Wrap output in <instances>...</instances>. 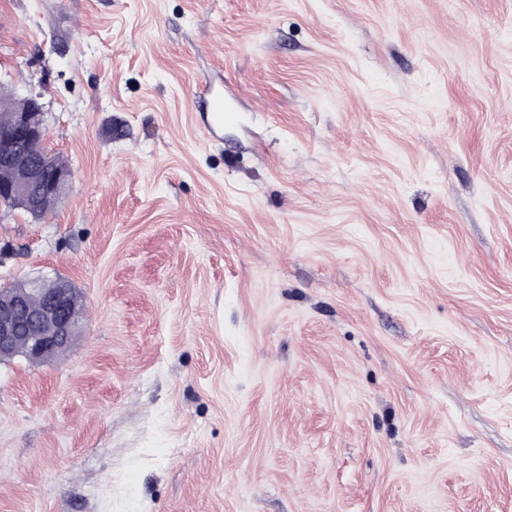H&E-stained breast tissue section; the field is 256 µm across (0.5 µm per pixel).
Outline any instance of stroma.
Listing matches in <instances>:
<instances>
[{"label":"stroma","mask_w":512,"mask_h":512,"mask_svg":"<svg viewBox=\"0 0 512 512\" xmlns=\"http://www.w3.org/2000/svg\"><path fill=\"white\" fill-rule=\"evenodd\" d=\"M0 89L70 172L0 280L85 317L0 512H512V0H0Z\"/></svg>","instance_id":"stroma-1"}]
</instances>
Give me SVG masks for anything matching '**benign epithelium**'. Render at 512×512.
<instances>
[{"mask_svg": "<svg viewBox=\"0 0 512 512\" xmlns=\"http://www.w3.org/2000/svg\"><path fill=\"white\" fill-rule=\"evenodd\" d=\"M43 106L37 96L0 122V199L28 207L42 196H60L68 186V172L55 155L45 151L31 164L17 163L23 149L45 140L39 122ZM84 330L79 294L64 278L47 282L31 279L0 287V362L23 356L31 362H50L67 352Z\"/></svg>", "mask_w": 512, "mask_h": 512, "instance_id": "1", "label": "benign epithelium"}]
</instances>
